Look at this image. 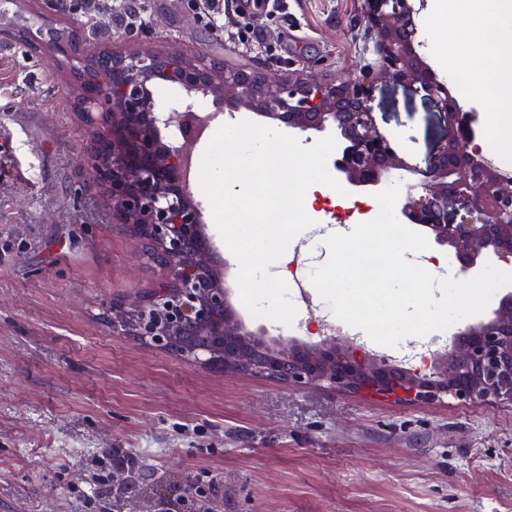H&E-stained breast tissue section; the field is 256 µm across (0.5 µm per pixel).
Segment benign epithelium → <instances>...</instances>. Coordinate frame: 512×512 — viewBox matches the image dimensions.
I'll return each mask as SVG.
<instances>
[{"mask_svg":"<svg viewBox=\"0 0 512 512\" xmlns=\"http://www.w3.org/2000/svg\"><path fill=\"white\" fill-rule=\"evenodd\" d=\"M376 3L366 23L376 35L378 64L339 81L177 50L89 55L78 30L47 45L28 43L65 64L77 80L76 111L87 126L108 130L91 142L85 165L112 203V230L129 236L164 273L136 302H112V331L213 373L294 387L324 384L408 405L512 402V180L482 154L472 114L417 51L410 0ZM387 79L415 86L447 118L442 144L424 169L401 157L376 126L372 90ZM158 81L178 85L183 97L157 104ZM201 96L226 112L265 118L270 127L331 132L338 146L329 165L349 192L380 190L396 171L414 175L400 198V222L454 257L462 288L501 266L504 289L492 315L458 330L450 348L415 369L334 336L298 342L273 337L265 327L248 329L232 302L231 266L213 248L185 174L197 138L216 117L198 109Z\"/></svg>","mask_w":512,"mask_h":512,"instance_id":"obj_1","label":"benign epithelium"}]
</instances>
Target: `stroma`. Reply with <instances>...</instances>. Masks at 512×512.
<instances>
[{"label":"stroma","mask_w":512,"mask_h":512,"mask_svg":"<svg viewBox=\"0 0 512 512\" xmlns=\"http://www.w3.org/2000/svg\"><path fill=\"white\" fill-rule=\"evenodd\" d=\"M287 14L234 16L256 42L207 26L190 0H145L133 27L119 0H0V512H112L99 475L130 453L165 479L211 493V512H512V403L404 405L325 385L205 372L113 334V300L136 301L163 272L112 230L83 161L94 136L62 68L14 39L78 29L89 53L179 50L224 63L344 79L374 63L366 0H286ZM381 133L426 167L439 105L409 84L372 91ZM405 290L383 277L351 293L360 321L340 334L418 364L485 318L477 289L446 292L432 335L402 331Z\"/></svg>","instance_id":"obj_1"}]
</instances>
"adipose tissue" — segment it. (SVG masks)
Returning <instances> with one entry per match:
<instances>
[{
  "label": "adipose tissue",
  "mask_w": 512,
  "mask_h": 512,
  "mask_svg": "<svg viewBox=\"0 0 512 512\" xmlns=\"http://www.w3.org/2000/svg\"><path fill=\"white\" fill-rule=\"evenodd\" d=\"M427 26L438 69L471 68L472 94L493 118L490 147L512 151V0H432ZM366 235L383 242L379 265L399 272L408 290V308H428L432 285L421 282L415 271L422 266L438 275L430 252L410 237L389 236L384 221L359 225L357 236L337 240V252L352 251L358 237Z\"/></svg>",
  "instance_id": "obj_1"
}]
</instances>
